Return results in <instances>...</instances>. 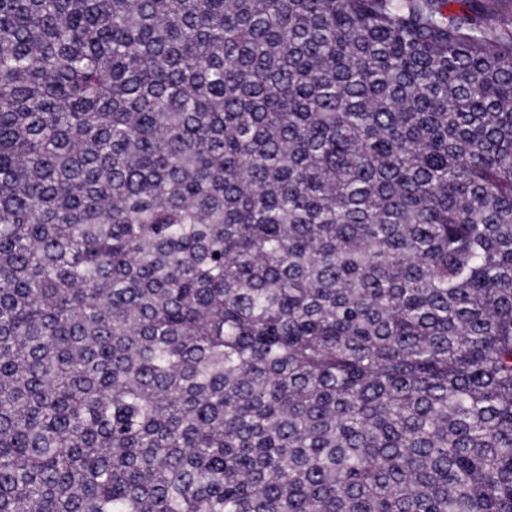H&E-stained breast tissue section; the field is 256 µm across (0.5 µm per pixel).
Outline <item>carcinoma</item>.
Instances as JSON below:
<instances>
[{
    "mask_svg": "<svg viewBox=\"0 0 512 512\" xmlns=\"http://www.w3.org/2000/svg\"><path fill=\"white\" fill-rule=\"evenodd\" d=\"M0 512H512V0H0Z\"/></svg>",
    "mask_w": 512,
    "mask_h": 512,
    "instance_id": "carcinoma-1",
    "label": "carcinoma"
}]
</instances>
